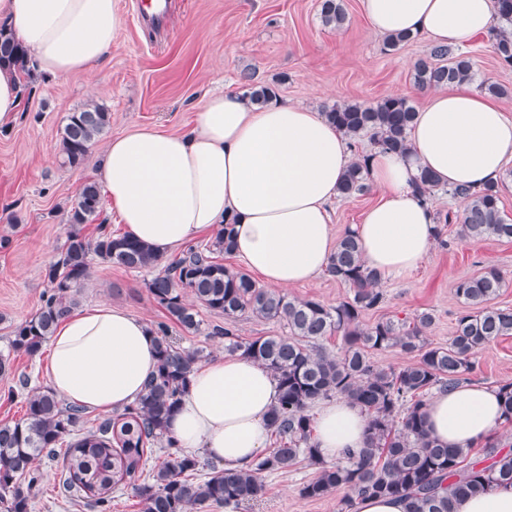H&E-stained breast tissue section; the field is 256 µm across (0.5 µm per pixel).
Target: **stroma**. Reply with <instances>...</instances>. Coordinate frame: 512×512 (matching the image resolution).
<instances>
[{
  "label": "stroma",
  "instance_id": "35a3bbf8",
  "mask_svg": "<svg viewBox=\"0 0 512 512\" xmlns=\"http://www.w3.org/2000/svg\"><path fill=\"white\" fill-rule=\"evenodd\" d=\"M122 24L107 58L92 73L38 76L18 120L0 131V353L7 352L11 325L29 319L41 305L47 272L68 231L66 211L78 187L96 180L107 142L134 127L166 131L192 120L205 95L244 94L249 83L273 86L282 100L316 111L343 101L373 102L387 95L422 106L414 63L431 44L426 35L390 49L368 27L360 0H343L342 28L325 26L320 0H171L162 24L137 20L134 0H119ZM475 82L496 81L512 90V68L502 67L489 33L460 46ZM96 103L111 114L110 125L76 169L62 166L58 141L69 112ZM443 243L416 272L384 282L385 300L367 312L372 324L394 315L431 313L427 333L447 346L464 308L458 281L495 267L505 274L496 306L512 308V241L495 237L462 240L456 225L444 228ZM153 270L131 271L93 262L79 294L80 308L107 303L149 324L165 321L145 284ZM46 354L12 357V372L0 377V423L19 420L25 400L46 389ZM471 382L498 386L512 381V335L479 351ZM41 480L31 512H88L56 488L54 465L39 463ZM316 468L302 461L264 477L265 493L241 512H340L341 493L320 500L299 496Z\"/></svg>",
  "mask_w": 512,
  "mask_h": 512
}]
</instances>
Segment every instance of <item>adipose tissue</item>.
Here are the masks:
<instances>
[{
	"label": "adipose tissue",
	"mask_w": 512,
	"mask_h": 512,
	"mask_svg": "<svg viewBox=\"0 0 512 512\" xmlns=\"http://www.w3.org/2000/svg\"><path fill=\"white\" fill-rule=\"evenodd\" d=\"M361 5L375 34L423 33L446 45L488 30L494 20L493 0ZM0 21L12 26L39 72L64 76L92 71L106 57L122 17L118 0H0ZM409 139V153L370 154L364 175L379 198L354 228L366 266L385 280L418 269L434 246L435 208L415 191L421 170L447 188L498 181L512 159V116L460 84L429 96ZM351 159L347 138L320 113L213 93L181 132L136 127L113 137L97 180L129 236L167 254L230 222L235 256L283 290L325 270L336 248L329 210ZM49 346L50 388L100 412L134 402L157 365L150 325L105 303L62 319ZM277 394L257 363L218 357L192 374L168 432L185 454L247 468L265 446ZM425 413L432 436L451 448L477 447L504 423L497 389L479 383L434 392ZM366 437L367 417L349 399L320 409L315 443L323 460L364 447Z\"/></svg>",
	"instance_id": "adipose-tissue-1"
}]
</instances>
